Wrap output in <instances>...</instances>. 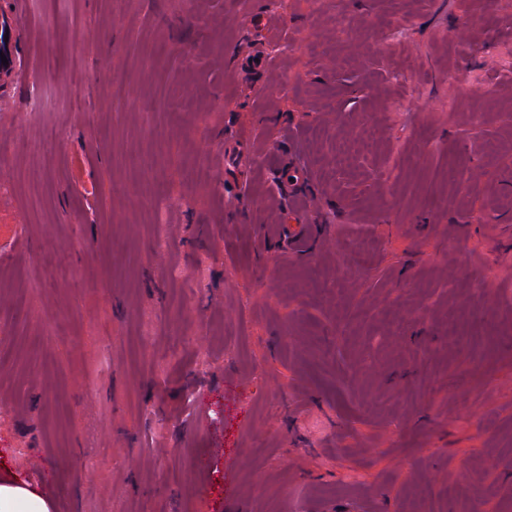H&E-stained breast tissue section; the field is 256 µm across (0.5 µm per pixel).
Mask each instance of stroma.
<instances>
[{"mask_svg": "<svg viewBox=\"0 0 512 512\" xmlns=\"http://www.w3.org/2000/svg\"><path fill=\"white\" fill-rule=\"evenodd\" d=\"M15 46L0 478L512 512V0H26Z\"/></svg>", "mask_w": 512, "mask_h": 512, "instance_id": "obj_1", "label": "stroma"}]
</instances>
